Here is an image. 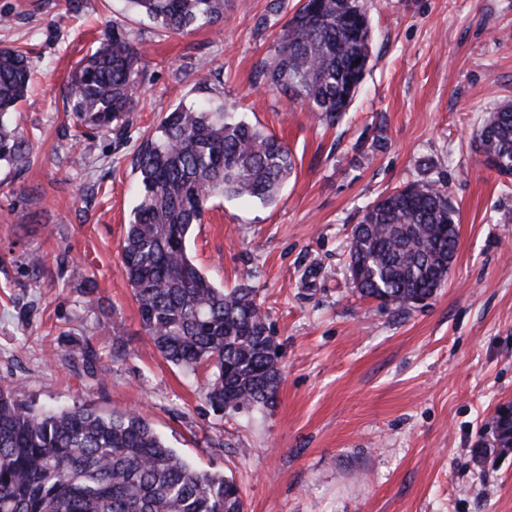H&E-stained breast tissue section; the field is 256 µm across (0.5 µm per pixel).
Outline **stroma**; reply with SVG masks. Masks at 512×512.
Instances as JSON below:
<instances>
[{"instance_id":"1","label":"stroma","mask_w":512,"mask_h":512,"mask_svg":"<svg viewBox=\"0 0 512 512\" xmlns=\"http://www.w3.org/2000/svg\"><path fill=\"white\" fill-rule=\"evenodd\" d=\"M83 5L0 0V47L34 68L14 117L31 165L0 169V387L38 412L140 411L194 469L234 479L245 512H512V448L489 429L512 409V177L474 144L512 101V0H369L372 61L333 126L253 82L299 0H228L221 32L189 34L128 0ZM107 20L138 41V103L121 133L89 138L64 90ZM201 103L284 138L296 163L274 202L214 199L189 242L217 287L253 288L269 314L282 378L249 414L213 411L208 368L162 358L123 274L135 155L166 112ZM421 179L457 209L447 281L422 307L359 299L354 225Z\"/></svg>"}]
</instances>
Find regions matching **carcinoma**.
<instances>
[{
    "label": "carcinoma",
    "instance_id": "1",
    "mask_svg": "<svg viewBox=\"0 0 512 512\" xmlns=\"http://www.w3.org/2000/svg\"><path fill=\"white\" fill-rule=\"evenodd\" d=\"M162 28L221 31L225 0H129ZM366 0H302L276 36L274 54L254 80L334 125L361 89L371 61ZM142 55L121 25L104 30L78 62L64 105L95 136L130 115ZM30 81L27 51L0 47V166L30 164L28 138L13 122ZM483 156L512 176V102L476 130ZM282 139L227 112L177 106L134 161L140 201L122 248V266L146 335L174 366L211 368L206 401L250 412L274 403L280 357L269 348L268 313L247 287H217L188 251L217 196L275 201L294 170ZM456 208L448 185L421 180L377 200L360 218L346 252L360 297L410 308L448 278L457 250ZM501 448L512 423L494 417ZM0 512H244L239 485L192 468L137 411L105 416L85 405L38 413L0 388Z\"/></svg>",
    "mask_w": 512,
    "mask_h": 512
}]
</instances>
